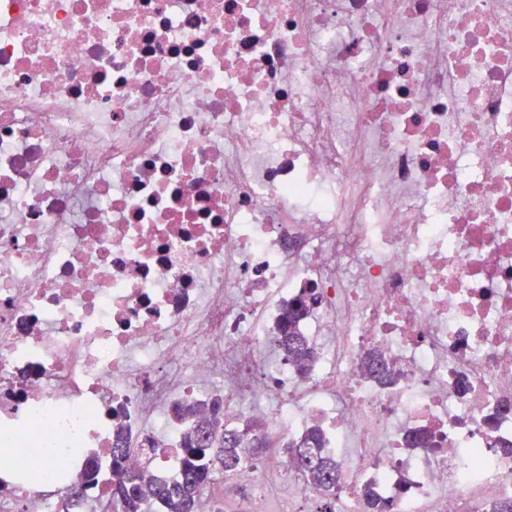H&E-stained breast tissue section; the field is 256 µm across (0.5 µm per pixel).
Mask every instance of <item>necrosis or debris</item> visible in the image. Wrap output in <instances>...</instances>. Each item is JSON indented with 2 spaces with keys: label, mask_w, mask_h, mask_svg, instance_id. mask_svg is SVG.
<instances>
[{
  "label": "necrosis or debris",
  "mask_w": 512,
  "mask_h": 512,
  "mask_svg": "<svg viewBox=\"0 0 512 512\" xmlns=\"http://www.w3.org/2000/svg\"><path fill=\"white\" fill-rule=\"evenodd\" d=\"M214 399L248 512L512 501V0H0V512H108L119 430L174 479ZM309 309V297L305 296L288 304L282 313L277 337L279 347L300 373H306L314 361V350L299 331L301 319ZM285 448L323 493L336 486L338 463L336 458L325 453L319 429H310L298 439L287 442Z\"/></svg>",
  "instance_id": "1"
}]
</instances>
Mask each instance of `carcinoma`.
Returning <instances> with one entry per match:
<instances>
[{
  "label": "carcinoma",
  "instance_id": "carcinoma-1",
  "mask_svg": "<svg viewBox=\"0 0 512 512\" xmlns=\"http://www.w3.org/2000/svg\"><path fill=\"white\" fill-rule=\"evenodd\" d=\"M310 309L309 298L300 297L284 309L277 342L301 373L307 372L314 361V350L299 331L302 317ZM194 418L193 426L183 435L181 474L174 482L153 481L146 474L126 468L125 461L133 451L128 439L118 434L112 444V495L120 512H144L149 501L157 512H195L196 500L212 480L215 471L231 477L246 460L252 459L266 448L261 426L247 425L254 433L251 447H241L238 431L227 429L221 422V403L200 404L193 408L177 407L174 417ZM285 448L322 492L336 485L338 463L325 453L319 429L312 428L303 436L286 443ZM95 480V469L86 464L80 482L71 488L70 497L79 501Z\"/></svg>",
  "mask_w": 512,
  "mask_h": 512
}]
</instances>
